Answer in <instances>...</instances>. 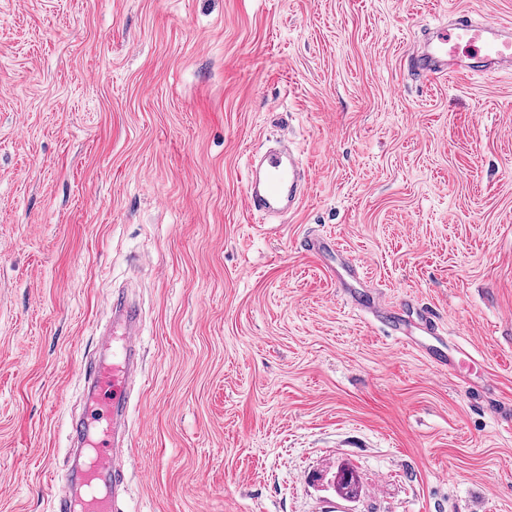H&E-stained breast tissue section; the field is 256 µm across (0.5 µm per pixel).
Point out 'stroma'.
<instances>
[{
  "mask_svg": "<svg viewBox=\"0 0 512 512\" xmlns=\"http://www.w3.org/2000/svg\"><path fill=\"white\" fill-rule=\"evenodd\" d=\"M453 11L512 0H0V512H56L119 288L144 314L123 512H512V74L411 75ZM283 136L311 187L263 217L244 174ZM313 234L438 313L458 374ZM359 298V304L368 308L376 321L381 323L385 328L389 336L396 340H404L401 334L403 332V319L401 311L391 305H385L380 297L373 296L372 294L367 296L365 299Z\"/></svg>",
  "mask_w": 512,
  "mask_h": 512,
  "instance_id": "obj_1",
  "label": "stroma"
}]
</instances>
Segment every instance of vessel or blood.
<instances>
[{
  "instance_id": "obj_1",
  "label": "vessel or blood",
  "mask_w": 512,
  "mask_h": 512,
  "mask_svg": "<svg viewBox=\"0 0 512 512\" xmlns=\"http://www.w3.org/2000/svg\"><path fill=\"white\" fill-rule=\"evenodd\" d=\"M410 58L414 75L424 80L512 71V24L457 12L447 26L419 42ZM244 182L248 210L264 216L293 207L305 190L299 160L286 143L250 161ZM361 304L389 336L400 338V310L371 295ZM140 322L136 303L123 294L114 296L111 333L120 338V350L104 349L83 366L86 406L70 424L58 512H115L127 477L122 454L128 440L130 388L140 375Z\"/></svg>"
}]
</instances>
